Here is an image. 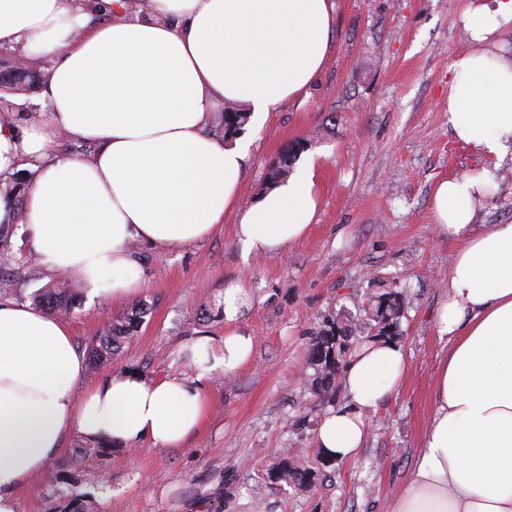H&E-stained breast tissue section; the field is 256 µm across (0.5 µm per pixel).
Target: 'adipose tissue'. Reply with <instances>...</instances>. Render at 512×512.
<instances>
[{
  "label": "adipose tissue",
  "mask_w": 512,
  "mask_h": 512,
  "mask_svg": "<svg viewBox=\"0 0 512 512\" xmlns=\"http://www.w3.org/2000/svg\"><path fill=\"white\" fill-rule=\"evenodd\" d=\"M471 49L451 65L448 124L456 139L502 157L512 147V55L494 38L512 27V0H464ZM333 0H0V49L43 60L46 112L38 121L0 109V176L34 179L23 211L30 253L49 271L121 305L141 292L133 247L177 249L236 214L244 256L278 254L306 236L321 206L309 155L253 204L240 189L250 144L212 135L213 112L245 105L267 123L308 95L329 56ZM93 144L91 159L62 154L64 141ZM491 176L445 178L433 188L434 226L457 241L437 333L448 345L434 413L409 482L389 512H512V223L473 231ZM242 280L220 296L224 335L189 337L190 374L159 379L114 368L87 383V362L62 315L0 300V512L45 476L66 439L133 450L176 448L201 426L207 388L252 357L240 323ZM402 345H361L344 373L349 398L316 431L323 454L358 458L367 410L390 399L406 372Z\"/></svg>",
  "instance_id": "adipose-tissue-1"
}]
</instances>
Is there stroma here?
I'll use <instances>...</instances> for the list:
<instances>
[{
	"mask_svg": "<svg viewBox=\"0 0 512 512\" xmlns=\"http://www.w3.org/2000/svg\"><path fill=\"white\" fill-rule=\"evenodd\" d=\"M334 3V48L322 74L307 97L285 103L254 132L241 189L242 204H250L284 151L314 155L322 202L309 233L285 253L245 258L236 219L227 215L198 243L140 246L139 294L116 308L83 292L68 316L88 352L108 322L143 309L116 364L159 378L188 370L184 338L223 335L225 282L241 279L251 294L243 322L254 356L210 386L200 430L179 448L146 442L110 450L99 470L74 474L89 512H388L407 484L447 354L435 319L457 248L434 226L432 189L444 178L492 173L473 228L512 222V159L457 141L448 125L449 67L471 48L462 0ZM381 296L395 306L388 330L375 315ZM334 323L356 345L395 338L407 371L398 393L369 411L371 433L358 459L327 464L314 430L346 394L319 393L311 353ZM286 449L312 468L310 486L276 480Z\"/></svg>",
	"mask_w": 512,
	"mask_h": 512,
	"instance_id": "obj_1",
	"label": "stroma"
}]
</instances>
